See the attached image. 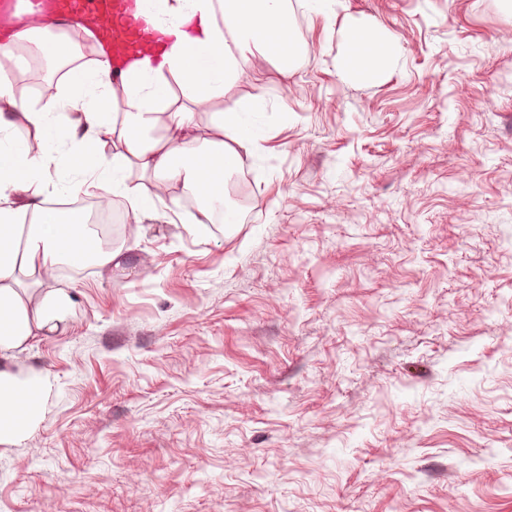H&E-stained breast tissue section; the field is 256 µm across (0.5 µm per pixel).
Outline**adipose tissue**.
I'll use <instances>...</instances> for the list:
<instances>
[{"instance_id": "adipose-tissue-1", "label": "adipose tissue", "mask_w": 512, "mask_h": 512, "mask_svg": "<svg viewBox=\"0 0 512 512\" xmlns=\"http://www.w3.org/2000/svg\"><path fill=\"white\" fill-rule=\"evenodd\" d=\"M137 8L167 42L127 67L122 113L114 111L109 30L99 34L94 67L70 69L65 94L38 105L16 96L14 68L0 66V446L39 427L41 400L52 388L47 373L15 367L18 354L59 330L73 306L70 292L50 280L64 265L121 267L140 236L134 224L128 243L106 246L85 210L49 208V165L71 161L66 192L93 197L102 208L119 197L134 213H152L165 191L179 187L196 197L199 223H238L226 183L254 156L261 132L242 113L214 112L213 136L201 139L196 109L223 98L255 59H274L285 71L299 54L285 0H137ZM36 12L32 0H20L0 55L16 65L35 53L56 64L69 60L66 40L41 42L51 27L35 23ZM68 108L77 120L65 116ZM19 116L28 138L14 135Z\"/></svg>"}]
</instances>
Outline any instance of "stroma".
<instances>
[{
	"label": "stroma",
	"instance_id": "1",
	"mask_svg": "<svg viewBox=\"0 0 512 512\" xmlns=\"http://www.w3.org/2000/svg\"><path fill=\"white\" fill-rule=\"evenodd\" d=\"M296 4L309 52L211 106L263 97L239 223L162 208L59 280L0 512H512V0ZM350 50L343 60V69L346 73L355 75L363 71L369 62L378 64L385 57V46L377 39H369L361 43L360 38H350ZM364 46L362 51H358V46ZM381 53V56H377Z\"/></svg>",
	"mask_w": 512,
	"mask_h": 512
}]
</instances>
